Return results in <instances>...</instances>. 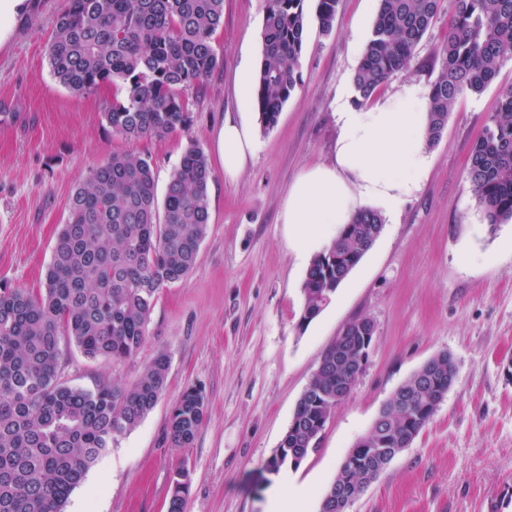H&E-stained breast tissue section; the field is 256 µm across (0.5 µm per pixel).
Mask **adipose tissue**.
<instances>
[{
    "label": "adipose tissue",
    "instance_id": "obj_1",
    "mask_svg": "<svg viewBox=\"0 0 512 512\" xmlns=\"http://www.w3.org/2000/svg\"><path fill=\"white\" fill-rule=\"evenodd\" d=\"M427 94L422 84L407 82L373 104L338 106L331 161L306 168L282 207L280 221L297 259L323 251L361 209L393 216L419 190L431 168ZM255 147L247 122L224 121L219 150L225 175L236 177Z\"/></svg>",
    "mask_w": 512,
    "mask_h": 512
}]
</instances>
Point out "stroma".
<instances>
[{
	"label": "stroma",
	"instance_id": "stroma-1",
	"mask_svg": "<svg viewBox=\"0 0 512 512\" xmlns=\"http://www.w3.org/2000/svg\"><path fill=\"white\" fill-rule=\"evenodd\" d=\"M27 2L0 32V285L39 286L74 188L112 153L149 155L162 189L189 145L203 150L212 172L198 262L160 292L137 353L114 362L65 348L61 379L85 389L133 385L161 352L169 370L154 408L89 469L63 512H167L181 463L191 475L185 512H267L278 479L264 465L322 352L361 317L377 327L365 370L327 422L319 450L297 470L307 512H319L342 460L392 393L443 351L456 364L444 401L348 512H512V377L505 372L512 361V221L490 226L466 178L472 143L512 84V61L481 94L452 105L420 190L305 324L306 269L288 248L280 212L300 171L333 156L335 112L356 101L353 77L379 0H342L327 35L315 0H305L301 82L268 130L253 96L236 86L240 70L259 69L264 0H224L213 42L223 68L205 96L190 98L185 129L137 142L114 135L103 118L111 88L76 95L50 73L54 21L67 0ZM451 15L442 0L407 69L379 97L401 81L430 84ZM228 117L248 121L257 141L234 178L225 176L216 146ZM190 386L204 392L206 420L192 447L179 452L161 436Z\"/></svg>",
	"mask_w": 512,
	"mask_h": 512
}]
</instances>
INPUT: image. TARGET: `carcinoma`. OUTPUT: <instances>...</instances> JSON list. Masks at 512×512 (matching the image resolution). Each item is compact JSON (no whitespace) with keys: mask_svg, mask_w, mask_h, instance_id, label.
<instances>
[{"mask_svg":"<svg viewBox=\"0 0 512 512\" xmlns=\"http://www.w3.org/2000/svg\"><path fill=\"white\" fill-rule=\"evenodd\" d=\"M304 2L265 0L253 92L266 129L300 83ZM315 2L320 30L328 34L341 0ZM449 2L453 20L429 87V146L441 140L455 100L481 93L512 59V0ZM440 3L379 0L354 74L357 101L407 68ZM223 24L224 0H69L56 18L48 62L56 81L73 93L112 87L103 116L113 134L161 139L186 128L188 95H205L209 78L224 67L213 46ZM466 176L490 226L512 220V85L501 90L496 111L473 142ZM210 179L208 159L192 143L160 201L149 157L112 154L73 191L43 287H0V512H63L112 440L133 430L157 403L167 380L166 354L153 358L130 387L112 382L88 390L59 381L61 338L88 358L114 362L141 348L159 292L185 279L198 261L210 219ZM383 227L379 212L364 209L312 259L302 322L320 314ZM362 351L360 335L327 346L265 464L269 474L296 469L318 451V424L335 412L336 394H350ZM455 375L448 353L430 358L400 386L399 403L370 428V443L399 455L430 422L436 394L448 390ZM206 413L202 390L185 389L162 443L191 447ZM384 468L370 447L355 444L331 485L344 487L347 497L338 502L325 493L320 512H346ZM190 485L188 468H177L167 512H184Z\"/></svg>","mask_w":512,"mask_h":512,"instance_id":"carcinoma-1","label":"carcinoma"}]
</instances>
